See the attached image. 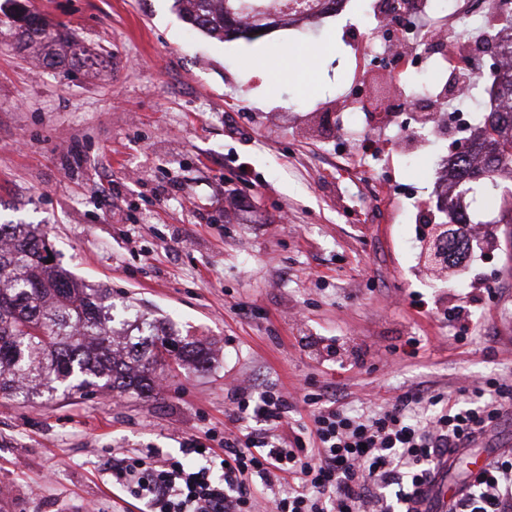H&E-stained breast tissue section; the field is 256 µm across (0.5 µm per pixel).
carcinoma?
I'll return each mask as SVG.
<instances>
[{
    "instance_id": "1",
    "label": "carcinoma",
    "mask_w": 512,
    "mask_h": 512,
    "mask_svg": "<svg viewBox=\"0 0 512 512\" xmlns=\"http://www.w3.org/2000/svg\"><path fill=\"white\" fill-rule=\"evenodd\" d=\"M179 15L192 26L220 39H256L254 31L276 26L287 16L293 0H174ZM1 26H17L31 45L56 63L86 61V53L67 50L73 45L66 25L36 14L15 0ZM484 140L471 147L487 156L485 168L461 160L463 190L473 207L484 201L493 185L494 168L512 165V112L481 117ZM448 223H472L471 211L459 197L444 200ZM470 238L448 234L444 261ZM48 246L29 224L0 225V395L22 401H49L62 394L109 390L118 395L148 397L157 386L156 365L171 354L205 371L210 352L201 344L164 327L134 336L114 326L111 291L89 288L57 263H49Z\"/></svg>"
}]
</instances>
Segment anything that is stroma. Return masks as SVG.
<instances>
[{"label": "stroma", "mask_w": 512, "mask_h": 512, "mask_svg": "<svg viewBox=\"0 0 512 512\" xmlns=\"http://www.w3.org/2000/svg\"><path fill=\"white\" fill-rule=\"evenodd\" d=\"M29 2L90 60L40 67L0 34V224L33 225L56 263L111 289L116 318L163 322L213 358L204 372L167 359L149 398H0L9 512H142L113 488V456L177 457L223 433L234 383L358 411L512 376V223L491 225L498 249L464 279L420 264L444 153L399 152V125L367 106L369 78L384 97L423 78L367 49V0L252 42L203 33L173 0ZM302 44L320 49L307 92L276 67ZM339 112L356 122L336 129ZM470 287L465 332L453 307ZM508 449L504 421L449 466V493Z\"/></svg>", "instance_id": "35a3bbf8"}]
</instances>
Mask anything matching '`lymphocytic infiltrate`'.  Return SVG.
<instances>
[{"instance_id": "f902f5d3", "label": "lymphocytic infiltrate", "mask_w": 512, "mask_h": 512, "mask_svg": "<svg viewBox=\"0 0 512 512\" xmlns=\"http://www.w3.org/2000/svg\"><path fill=\"white\" fill-rule=\"evenodd\" d=\"M237 399L249 430H225L216 448L190 440L186 454L203 453V464L131 449L110 467L113 486L146 512H415L422 487L440 475V457L497 427L512 379L443 402L407 392L356 415L311 393L310 421L297 426L280 391ZM449 512H512V454L471 474Z\"/></svg>"}]
</instances>
